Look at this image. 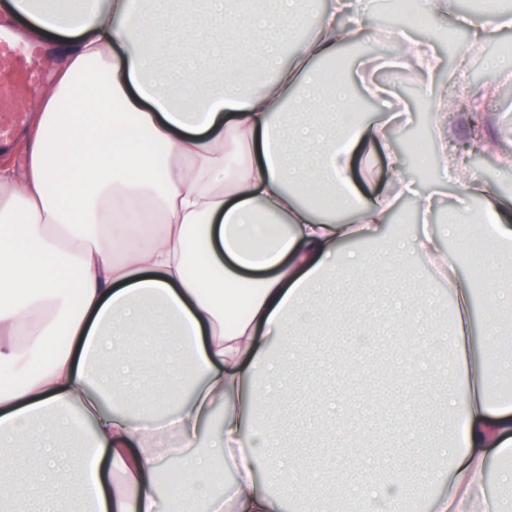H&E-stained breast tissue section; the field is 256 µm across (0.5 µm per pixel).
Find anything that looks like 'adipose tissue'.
<instances>
[{"label":"adipose tissue","instance_id":"obj_1","mask_svg":"<svg viewBox=\"0 0 512 512\" xmlns=\"http://www.w3.org/2000/svg\"><path fill=\"white\" fill-rule=\"evenodd\" d=\"M10 0L28 33L61 45L64 64L31 106L22 167L0 165V512H59L79 498L88 512H159L160 499L191 512H330L311 489L296 494L295 465L272 455L269 382L295 332L315 324L319 293L367 272L366 245L384 240L397 196L432 213L434 196L403 174L398 115L370 121L359 107L361 72L329 81L322 62L363 36L336 0L301 52L306 23L296 0ZM452 0H416L424 17L451 16L485 43L512 29V12L452 13ZM397 68L420 82L431 114L439 183H464L489 220L499 254L512 255V206L484 180L448 164L443 86L465 81L467 61L442 57L392 29ZM178 60L171 72L162 58ZM446 83V84H447ZM383 148L390 171L372 165ZM390 275L411 287L393 298L394 325L424 321L430 301L418 271L428 262L448 285V433L418 486L371 457L378 477L341 489L368 512H512L488 490L512 491V397H491L480 372L486 348L512 330V313L477 326L474 309L512 299V281L480 287L444 250L437 225L393 239ZM170 336L156 357L162 382L129 413L142 357L125 336ZM173 434L176 447L163 443ZM45 448L38 465L23 444ZM234 475L215 493L216 471Z\"/></svg>","mask_w":512,"mask_h":512}]
</instances>
